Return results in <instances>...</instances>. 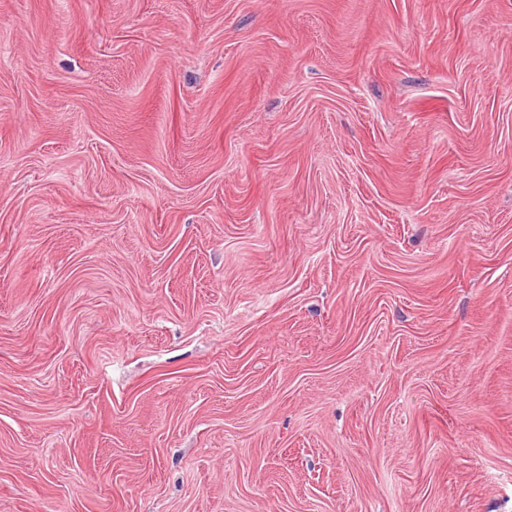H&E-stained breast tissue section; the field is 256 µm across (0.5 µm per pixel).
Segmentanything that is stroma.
Returning a JSON list of instances; mask_svg holds the SVG:
<instances>
[{"instance_id":"stroma-1","label":"stroma","mask_w":512,"mask_h":512,"mask_svg":"<svg viewBox=\"0 0 512 512\" xmlns=\"http://www.w3.org/2000/svg\"><path fill=\"white\" fill-rule=\"evenodd\" d=\"M0 512H512V0H0Z\"/></svg>"}]
</instances>
